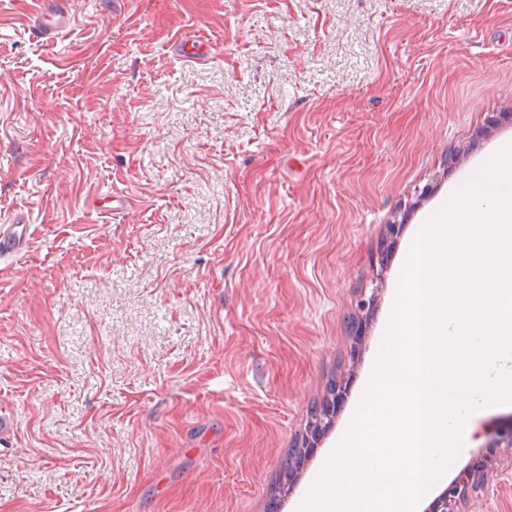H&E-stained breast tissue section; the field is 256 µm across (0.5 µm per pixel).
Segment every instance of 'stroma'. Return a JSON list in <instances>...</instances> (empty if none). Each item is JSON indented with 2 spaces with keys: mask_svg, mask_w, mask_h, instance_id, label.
<instances>
[{
  "mask_svg": "<svg viewBox=\"0 0 512 512\" xmlns=\"http://www.w3.org/2000/svg\"><path fill=\"white\" fill-rule=\"evenodd\" d=\"M53 2L0 0V224H30L0 260V512H296L414 230L512 139L487 125L512 113V0H64L46 41ZM511 420L470 415L450 476ZM466 512H512V452ZM72 17L66 7L49 11L38 22L39 33L42 38L51 39L61 31L71 27ZM350 383V378L344 376H338L332 380V386L328 392L329 396L323 405L325 411L310 417L305 432L301 435L295 448L292 449L290 454L291 464L295 472L303 467L305 461L313 455L314 449L318 447L322 436L334 419L335 410H338L344 396L347 394Z\"/></svg>",
  "mask_w": 512,
  "mask_h": 512,
  "instance_id": "stroma-1",
  "label": "stroma"
}]
</instances>
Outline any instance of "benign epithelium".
Returning a JSON list of instances; mask_svg holds the SVG:
<instances>
[{
	"label": "benign epithelium",
	"mask_w": 512,
	"mask_h": 512,
	"mask_svg": "<svg viewBox=\"0 0 512 512\" xmlns=\"http://www.w3.org/2000/svg\"><path fill=\"white\" fill-rule=\"evenodd\" d=\"M348 377L338 376L332 380L329 396L324 403V412L310 418L305 432L301 435L291 452V464L298 470L303 467L318 447V444L333 421L337 410L350 387ZM504 448L512 449V421L488 434L484 445V458L473 466L464 467L452 479L444 490L430 503L426 512H465V507L472 496L480 489L486 477L485 468L488 460Z\"/></svg>",
	"instance_id": "7a95c632"
}]
</instances>
